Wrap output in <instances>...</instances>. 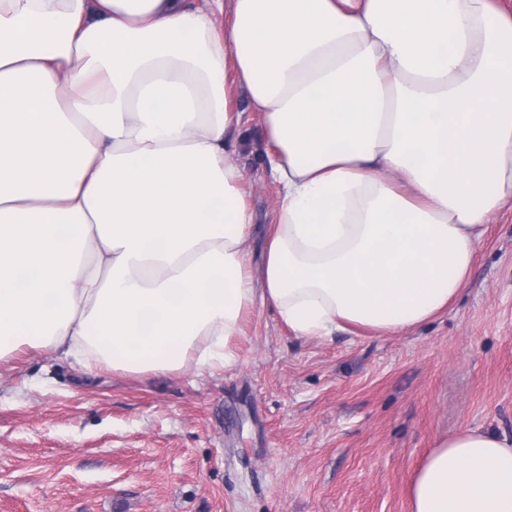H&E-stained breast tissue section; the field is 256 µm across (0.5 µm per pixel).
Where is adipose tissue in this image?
<instances>
[{
	"mask_svg": "<svg viewBox=\"0 0 512 512\" xmlns=\"http://www.w3.org/2000/svg\"><path fill=\"white\" fill-rule=\"evenodd\" d=\"M241 95L278 188L258 273ZM510 201L494 0H0V362L214 371L259 302L297 336L401 332ZM410 499L512 512V437L439 439Z\"/></svg>",
	"mask_w": 512,
	"mask_h": 512,
	"instance_id": "adipose-tissue-1",
	"label": "adipose tissue"
}]
</instances>
